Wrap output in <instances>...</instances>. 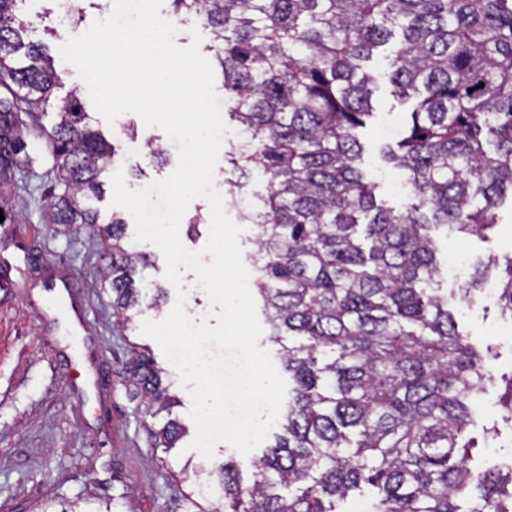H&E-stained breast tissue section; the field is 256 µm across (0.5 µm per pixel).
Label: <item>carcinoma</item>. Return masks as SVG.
Instances as JSON below:
<instances>
[{"label": "carcinoma", "mask_w": 512, "mask_h": 512, "mask_svg": "<svg viewBox=\"0 0 512 512\" xmlns=\"http://www.w3.org/2000/svg\"><path fill=\"white\" fill-rule=\"evenodd\" d=\"M25 0H0V184L29 161L26 129L60 85L47 45L30 37ZM203 21L209 58L232 102L224 118L247 134L232 152L239 179L253 166L266 194L242 215L256 228L254 285L288 373L281 432L249 482L235 464L213 471L224 512H336L368 486L374 512H512L509 474L472 483L478 447L472 397L496 379L490 357L458 331L436 280L434 232L497 229L512 189V0H170ZM393 96L415 100L387 158L412 203H377L359 167L371 116L365 64L394 36ZM65 191L50 223L97 229L109 242L103 275L118 325L128 329L148 295L137 285L146 254L125 242L119 214L104 223L90 204L117 149L89 123L73 93L44 132ZM499 275V304L512 316V257L475 270L469 294ZM133 396L156 419L170 412L164 369L133 350L122 366ZM154 447L185 433L175 418L147 425Z\"/></svg>", "instance_id": "cac0c4a2"}]
</instances>
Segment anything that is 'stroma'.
<instances>
[{
  "mask_svg": "<svg viewBox=\"0 0 512 512\" xmlns=\"http://www.w3.org/2000/svg\"><path fill=\"white\" fill-rule=\"evenodd\" d=\"M374 78V114L361 134L363 167L376 183L378 200L404 208L409 190L403 175L382 157V149L402 130L408 113L392 95L389 61L375 58L368 66ZM92 125L117 146L116 167L129 188L139 189L165 179L176 162L156 163L149 141L168 143L166 133L146 126L136 114L120 115L114 123L92 113ZM57 119L48 107L41 127L28 140L32 161L21 178L23 188L0 185V198L12 201L11 222L0 224V268L10 267L12 285L0 288V512H39L49 499L67 500L84 512L89 504L109 500L115 512H184L187 493L205 489L211 505L221 502L210 475L212 465L231 461L251 477L273 437L249 454L221 442L213 458L192 451L191 396L174 365L155 340L133 329L117 331L112 299L101 274L105 242L88 230L46 221L53 195L61 193L51 171L43 127ZM499 228L484 239L435 236L440 260L460 254V278L443 277L452 297L458 329L478 350H491L498 373L512 372V319L501 316L494 293L483 289L461 298L459 290L478 264L512 254V203L498 208ZM206 200H194L180 226L183 244L192 251L205 245L210 227ZM149 262L137 274L145 287L161 286L166 296L159 307L143 309L141 320H163L186 290L185 309L199 317L209 307L206 294L186 273L182 288L165 277V260L153 244L138 243ZM147 348L166 371L169 391L178 403L173 410L189 434L176 448L150 447L142 422L144 407L134 398L121 374L131 346ZM501 385L487 386L475 397L474 436L496 426V437L485 441L470 463L474 472L512 463V420L499 405Z\"/></svg>",
  "mask_w": 512,
  "mask_h": 512,
  "instance_id": "35a3bbf8",
  "label": "stroma"
}]
</instances>
